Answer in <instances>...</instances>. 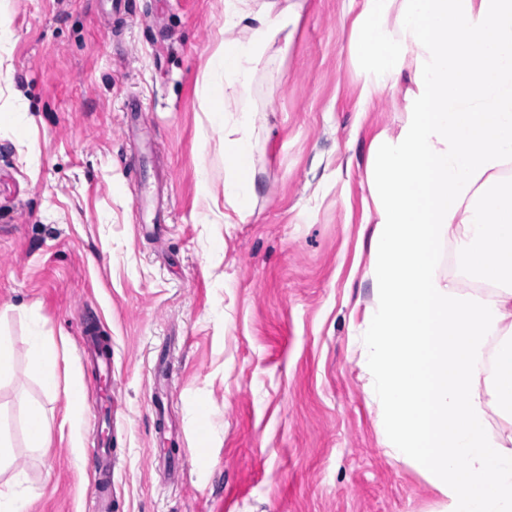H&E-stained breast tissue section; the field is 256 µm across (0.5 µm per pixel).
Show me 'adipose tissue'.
Masks as SVG:
<instances>
[{"label": "adipose tissue", "instance_id": "adipose-tissue-1", "mask_svg": "<svg viewBox=\"0 0 512 512\" xmlns=\"http://www.w3.org/2000/svg\"><path fill=\"white\" fill-rule=\"evenodd\" d=\"M305 2L224 0L230 37L210 60L212 84L246 93ZM353 27L365 47L361 109L386 91L406 103L366 168L376 221L360 366L377 426L395 459L429 473L448 512H512V446L487 431L492 410L512 423V182L501 175L512 160V0H361ZM209 121L224 131V221L240 224L252 214V115L218 105ZM450 230L466 265L497 287L480 302L430 257ZM27 345V376L54 393L56 346L36 326Z\"/></svg>", "mask_w": 512, "mask_h": 512}]
</instances>
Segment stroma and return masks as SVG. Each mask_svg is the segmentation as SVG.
<instances>
[{"label":"stroma","mask_w":512,"mask_h":512,"mask_svg":"<svg viewBox=\"0 0 512 512\" xmlns=\"http://www.w3.org/2000/svg\"><path fill=\"white\" fill-rule=\"evenodd\" d=\"M357 11L308 0L249 92L221 96L205 76L224 0H0V330L15 340L0 430L29 512H88L90 421L61 423L70 381L97 384L87 322L112 345V512H443L428 473L389 456L359 365L368 147L405 110L388 92L359 109ZM133 99L138 139L156 146L144 156L122 133ZM21 102L32 122L17 131ZM219 102L251 112L258 141L241 224L204 220L224 210ZM142 184L169 203L144 231ZM433 257L475 295L456 233ZM34 322L60 351L52 397L25 373ZM32 405L54 418L43 453L22 431Z\"/></svg>","instance_id":"35a3bbf8"}]
</instances>
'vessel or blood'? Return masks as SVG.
<instances>
[{"label": "vessel or blood", "instance_id": "b4317fda", "mask_svg": "<svg viewBox=\"0 0 512 512\" xmlns=\"http://www.w3.org/2000/svg\"><path fill=\"white\" fill-rule=\"evenodd\" d=\"M82 346L90 353L100 380L91 394V431L94 446L91 456L99 467L91 498L94 512H112V448L103 430L107 413L112 409V347L97 336L93 325L83 329Z\"/></svg>", "mask_w": 512, "mask_h": 512}]
</instances>
